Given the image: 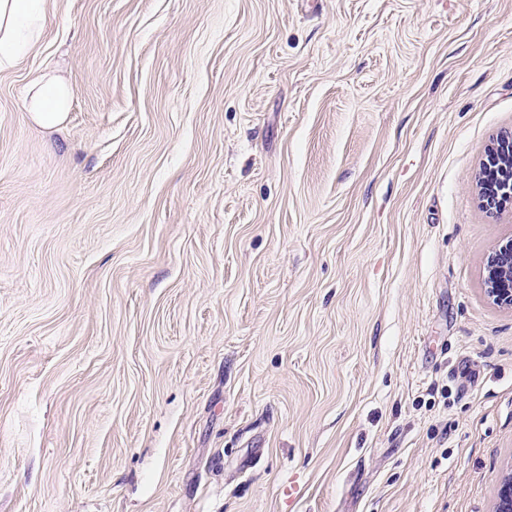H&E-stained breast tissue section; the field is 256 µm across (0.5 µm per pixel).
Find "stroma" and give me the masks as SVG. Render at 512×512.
Masks as SVG:
<instances>
[{
    "mask_svg": "<svg viewBox=\"0 0 512 512\" xmlns=\"http://www.w3.org/2000/svg\"><path fill=\"white\" fill-rule=\"evenodd\" d=\"M510 131L512 0H49L0 72V512H493ZM72 98L70 85L44 70L34 71L24 87V102L31 120L47 130L63 125ZM485 293L496 305L512 308V233L488 254Z\"/></svg>",
    "mask_w": 512,
    "mask_h": 512,
    "instance_id": "stroma-1",
    "label": "stroma"
}]
</instances>
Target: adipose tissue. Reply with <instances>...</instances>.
I'll use <instances>...</instances> for the list:
<instances>
[{
  "label": "adipose tissue",
  "mask_w": 512,
  "mask_h": 512,
  "mask_svg": "<svg viewBox=\"0 0 512 512\" xmlns=\"http://www.w3.org/2000/svg\"><path fill=\"white\" fill-rule=\"evenodd\" d=\"M48 15V0H0V72L15 68L38 44ZM73 98L69 84L44 70L34 71L24 87L31 120L54 130L63 125Z\"/></svg>",
  "instance_id": "obj_1"
}]
</instances>
